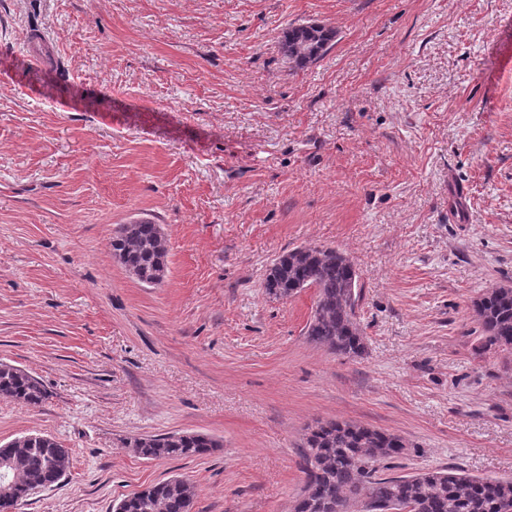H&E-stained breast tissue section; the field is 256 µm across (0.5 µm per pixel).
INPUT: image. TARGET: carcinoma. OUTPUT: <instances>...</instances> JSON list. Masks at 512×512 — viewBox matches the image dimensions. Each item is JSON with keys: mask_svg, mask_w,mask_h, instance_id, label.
Returning a JSON list of instances; mask_svg holds the SVG:
<instances>
[{"mask_svg": "<svg viewBox=\"0 0 512 512\" xmlns=\"http://www.w3.org/2000/svg\"><path fill=\"white\" fill-rule=\"evenodd\" d=\"M298 34L288 30L281 49L298 68L316 62L296 55ZM112 251L122 267L146 285L166 278L167 251L159 225L142 219L117 225ZM359 272L343 252L324 245L297 247L280 256L268 269L262 288L266 294L288 299L304 288L316 290L306 336L327 350L360 356L365 343L355 318L360 298ZM473 312L487 341L512 348V287L491 288L473 302ZM0 396L37 407L49 398L41 380L25 370L0 362ZM136 452L147 459H180L209 454L220 443L198 433L136 438ZM21 448L9 472L23 477L11 482L0 474V487L9 485L13 503L22 504L28 486L56 484L71 464V449L54 438L30 434L1 444L0 449ZM409 448L393 433L340 420L320 422L305 435L304 486L293 512H336L364 498L393 512H505L512 510V479L482 478L454 468L381 477L375 464L396 459ZM193 483L174 478L158 482L122 498V512H192Z\"/></svg>", "mask_w": 512, "mask_h": 512, "instance_id": "obj_1", "label": "carcinoma"}]
</instances>
